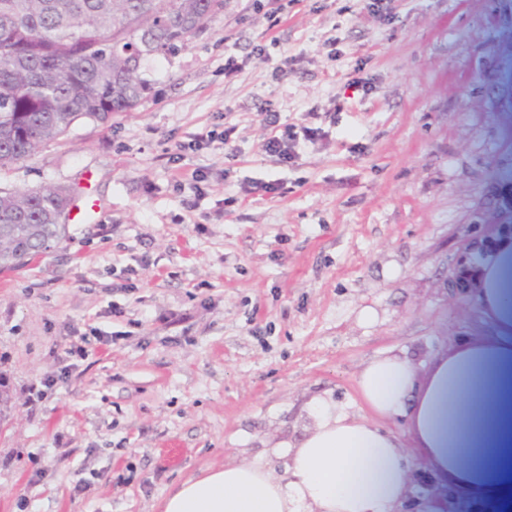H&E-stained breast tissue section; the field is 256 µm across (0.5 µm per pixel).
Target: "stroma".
Wrapping results in <instances>:
<instances>
[{
    "label": "stroma",
    "instance_id": "35a3bbf8",
    "mask_svg": "<svg viewBox=\"0 0 512 512\" xmlns=\"http://www.w3.org/2000/svg\"><path fill=\"white\" fill-rule=\"evenodd\" d=\"M281 3L273 26L258 0H224L149 62L135 110L0 169L2 189L72 186L73 208L94 205L0 270V512H160L211 466L284 474L311 399L358 412L369 358L423 374L449 348L512 339L475 290L448 288L465 242L512 224V0H395L386 19L356 0ZM357 66L365 96L346 83ZM268 110L336 119L283 163L262 149ZM228 122L231 154L203 138ZM275 179L286 197L251 189ZM408 469L399 512L447 497L416 457Z\"/></svg>",
    "mask_w": 512,
    "mask_h": 512
}]
</instances>
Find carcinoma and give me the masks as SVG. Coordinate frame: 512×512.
Returning <instances> with one entry per match:
<instances>
[{
  "instance_id": "1",
  "label": "carcinoma",
  "mask_w": 512,
  "mask_h": 512,
  "mask_svg": "<svg viewBox=\"0 0 512 512\" xmlns=\"http://www.w3.org/2000/svg\"><path fill=\"white\" fill-rule=\"evenodd\" d=\"M224 0H0V167L79 120L134 110L144 65L186 46ZM74 190L0 189V270L58 244Z\"/></svg>"
}]
</instances>
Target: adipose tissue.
<instances>
[{
	"instance_id": "obj_1",
	"label": "adipose tissue",
	"mask_w": 512,
	"mask_h": 512,
	"mask_svg": "<svg viewBox=\"0 0 512 512\" xmlns=\"http://www.w3.org/2000/svg\"><path fill=\"white\" fill-rule=\"evenodd\" d=\"M484 315L512 326V241L482 266ZM361 414L313 401L312 428L284 447L285 476L253 464L212 467L183 481L162 512H395L408 481L406 457L446 479L459 512H512V344L476 340L439 354L425 376L399 355L360 369ZM407 411V439L379 419Z\"/></svg>"
}]
</instances>
